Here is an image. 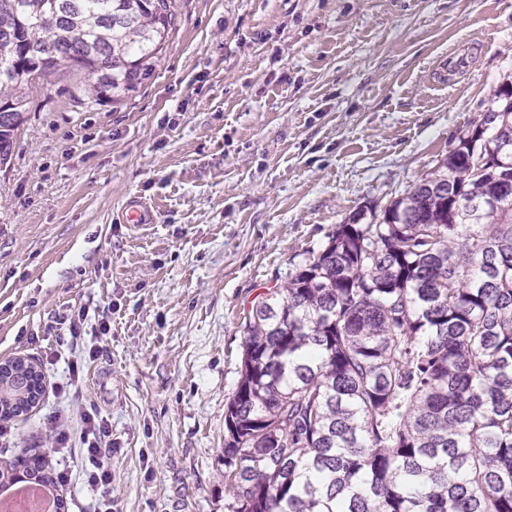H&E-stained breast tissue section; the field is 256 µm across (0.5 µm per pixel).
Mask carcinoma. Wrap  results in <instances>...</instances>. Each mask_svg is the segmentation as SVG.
<instances>
[{
    "instance_id": "cac0c4a2",
    "label": "carcinoma",
    "mask_w": 512,
    "mask_h": 512,
    "mask_svg": "<svg viewBox=\"0 0 512 512\" xmlns=\"http://www.w3.org/2000/svg\"><path fill=\"white\" fill-rule=\"evenodd\" d=\"M169 2L0 0V164L39 80L80 72L91 103L135 93ZM496 98L494 127L251 302L224 411L230 512H512V89ZM25 378L0 421L38 401L42 374Z\"/></svg>"
}]
</instances>
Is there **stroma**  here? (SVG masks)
Wrapping results in <instances>:
<instances>
[{"instance_id": "obj_1", "label": "stroma", "mask_w": 512, "mask_h": 512, "mask_svg": "<svg viewBox=\"0 0 512 512\" xmlns=\"http://www.w3.org/2000/svg\"><path fill=\"white\" fill-rule=\"evenodd\" d=\"M174 14L132 97L91 104L82 74L52 78L0 166V359L44 376L0 470L25 449L55 473L48 416L95 410L112 512H227L244 310L432 171L512 84V0H174ZM133 197L154 223L119 222ZM71 320L98 355L60 393Z\"/></svg>"}]
</instances>
